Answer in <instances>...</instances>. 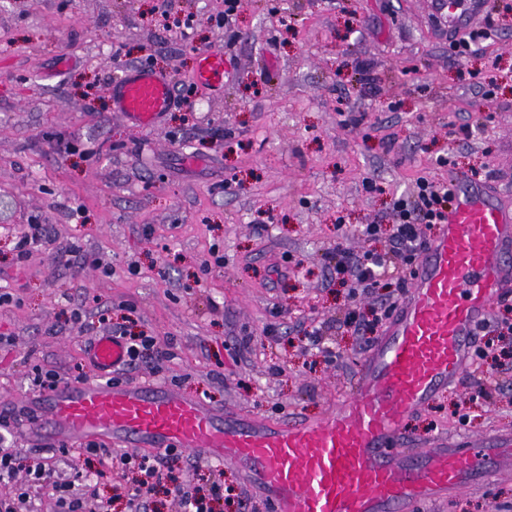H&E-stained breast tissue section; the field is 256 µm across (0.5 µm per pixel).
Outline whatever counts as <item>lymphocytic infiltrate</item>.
Wrapping results in <instances>:
<instances>
[{
    "mask_svg": "<svg viewBox=\"0 0 512 512\" xmlns=\"http://www.w3.org/2000/svg\"><path fill=\"white\" fill-rule=\"evenodd\" d=\"M453 201L452 191L434 180L421 177L410 197L392 201L393 221L389 224H365L360 235L365 240H385L384 250L352 252L343 246L332 251L331 277L347 287L350 298H358L381 287L383 281H393L397 288H406L427 239L421 229L442 223ZM15 414L0 416V486L10 487L11 495H0V512H22L28 500L27 484H52L59 512H86L90 500L97 497L95 483L85 481L82 473L59 474L53 462L22 469L18 453L8 444L16 426ZM81 453L94 458L106 470L132 469L139 477L127 495L128 512H146L148 499L157 493L172 498L179 512H215L214 502L220 501L223 488L212 483L207 492L179 482L168 465L171 450L157 454L115 453L104 444L90 442ZM25 474L26 484H18V474Z\"/></svg>",
    "mask_w": 512,
    "mask_h": 512,
    "instance_id": "f902f5d3",
    "label": "lymphocytic infiltrate"
}]
</instances>
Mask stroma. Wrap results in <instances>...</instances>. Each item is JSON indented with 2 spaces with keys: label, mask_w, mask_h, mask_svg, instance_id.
<instances>
[{
  "label": "stroma",
  "mask_w": 512,
  "mask_h": 512,
  "mask_svg": "<svg viewBox=\"0 0 512 512\" xmlns=\"http://www.w3.org/2000/svg\"><path fill=\"white\" fill-rule=\"evenodd\" d=\"M156 7L0 0V188L19 201L15 223L0 226V292L13 296L0 306V413L33 395L34 366L97 379L91 344L120 325L175 352L126 381L243 415L322 417L370 352L339 325L354 303L330 280L335 245L363 250L359 225L391 223L393 198L420 177L477 170L512 204V0H487L497 31L462 60L432 0H239L227 28L213 23L224 0H172V18L194 21L187 39L170 36ZM212 50L226 60L223 87H198L192 111L154 128L113 112L124 64L152 61L178 89ZM34 218L48 238L16 266ZM72 244L81 259L54 265ZM214 250L223 265L202 273ZM395 295L379 288L354 305L367 314ZM76 308L93 331L72 320ZM314 320L329 322L337 363L307 349ZM247 335L251 350L237 351ZM476 376L504 380L503 391L472 400ZM509 432L512 369L485 364L404 421L414 450ZM184 458L180 479L223 483V512H262L237 466ZM417 512H512V471Z\"/></svg>",
  "instance_id": "obj_1"
}]
</instances>
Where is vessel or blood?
Segmentation results:
<instances>
[{"instance_id":"obj_1","label":"vessel or blood","mask_w":512,"mask_h":512,"mask_svg":"<svg viewBox=\"0 0 512 512\" xmlns=\"http://www.w3.org/2000/svg\"><path fill=\"white\" fill-rule=\"evenodd\" d=\"M482 0H439L449 33L476 23ZM219 51L200 54L199 83L224 78ZM112 109L148 128L172 107V81L130 68L112 84ZM453 208L422 252L417 273L353 395L317 421H270L215 408L146 383L112 384L126 349L110 336L91 350L97 382H65L34 401L33 431L63 441L97 437L125 448H186L237 465L273 512H409L512 468V436L492 446L439 444L403 454L407 416L448 390L469 365L476 326L512 290V207L458 176Z\"/></svg>"}]
</instances>
